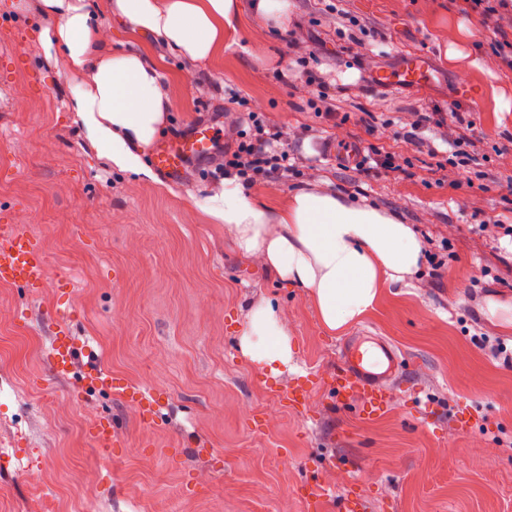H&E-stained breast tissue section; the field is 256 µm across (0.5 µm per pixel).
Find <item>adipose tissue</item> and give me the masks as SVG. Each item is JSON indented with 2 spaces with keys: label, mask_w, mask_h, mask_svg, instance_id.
I'll list each match as a JSON object with an SVG mask.
<instances>
[{
  "label": "adipose tissue",
  "mask_w": 512,
  "mask_h": 512,
  "mask_svg": "<svg viewBox=\"0 0 512 512\" xmlns=\"http://www.w3.org/2000/svg\"><path fill=\"white\" fill-rule=\"evenodd\" d=\"M40 13L52 21L41 39L61 51L66 105L84 140L104 165L157 182L145 153L164 121L160 67L145 53L113 50L101 18L117 16L179 55L204 61L234 28L236 0H41ZM195 205L242 255L305 289L331 334L357 322L379 288L407 283L420 267L422 243L411 225L332 190L299 189L270 221L235 178ZM239 341L243 355L271 376L291 370V339L271 304L251 309Z\"/></svg>",
  "instance_id": "obj_1"
}]
</instances>
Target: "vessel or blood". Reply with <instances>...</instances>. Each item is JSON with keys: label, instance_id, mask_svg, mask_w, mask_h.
Wrapping results in <instances>:
<instances>
[{"label": "vessel or blood", "instance_id": "b4317fda", "mask_svg": "<svg viewBox=\"0 0 512 512\" xmlns=\"http://www.w3.org/2000/svg\"><path fill=\"white\" fill-rule=\"evenodd\" d=\"M428 68L422 55L408 56L403 67L395 73L376 75L380 84L424 83ZM221 136L219 127L211 124L196 126L192 132L162 138L152 150L154 166L174 181L186 175L190 160L211 154ZM46 274L45 253L40 239L32 236L21 226L7 225L0 235V282L23 284L30 290H38L44 284ZM57 331L50 359L56 373H68L75 356L68 316L57 312ZM401 360L385 342H376L373 351L362 350L360 342L344 347L330 375L329 386L337 401H356L364 416L377 415L391 404V381L397 376ZM95 382L102 388L121 394L138 412L143 425H154L158 420V395L156 390H133L109 375L98 374Z\"/></svg>", "mask_w": 512, "mask_h": 512}]
</instances>
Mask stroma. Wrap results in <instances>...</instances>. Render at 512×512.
Returning <instances> with one entry per match:
<instances>
[{"mask_svg": "<svg viewBox=\"0 0 512 512\" xmlns=\"http://www.w3.org/2000/svg\"><path fill=\"white\" fill-rule=\"evenodd\" d=\"M10 2L0 0V225L41 237L53 278L35 294L0 284V512H338L349 493L365 512H512V367L489 344L512 338L489 313L512 305V248L474 230L512 215V111L502 109L512 79L497 68L493 20L460 12L455 0H342L361 22L346 34L325 0H291L281 28L238 0L240 20L223 49L187 68L175 51L112 19L113 48L145 52L161 68L162 136L190 130L233 93L282 130L322 129L327 146L310 176L252 186L267 217L313 181L391 212L417 234L447 236L440 276L382 288L360 320L332 335L304 289L242 256L193 206L213 176L193 172L165 189L100 165L71 121L64 73L39 39L45 19L31 0L17 10ZM292 31L315 52L312 70L359 87L347 123H324L309 108L288 49ZM412 53L425 56L428 84L375 82ZM452 104L471 113L484 142L486 191L435 184L429 129L416 146L381 138L409 159L395 180L365 177L339 157L371 142L366 113ZM262 302L283 319L295 351L296 371L277 378L239 347ZM59 308L73 313L76 347L64 377L50 366ZM363 334L395 347L403 366L396 400L370 418L337 404L328 386L343 342ZM311 367L320 376L307 405L284 406ZM90 369L131 388L161 387L156 425L144 426L119 395L79 384ZM271 402L281 406L278 422L257 428ZM102 423L121 446H95L90 431ZM343 458L362 460L356 482L337 468ZM31 468L43 471L41 491L26 479ZM315 481L334 492L313 509L299 490Z\"/></svg>", "mask_w": 512, "mask_h": 512, "instance_id": "stroma-1", "label": "stroma"}]
</instances>
